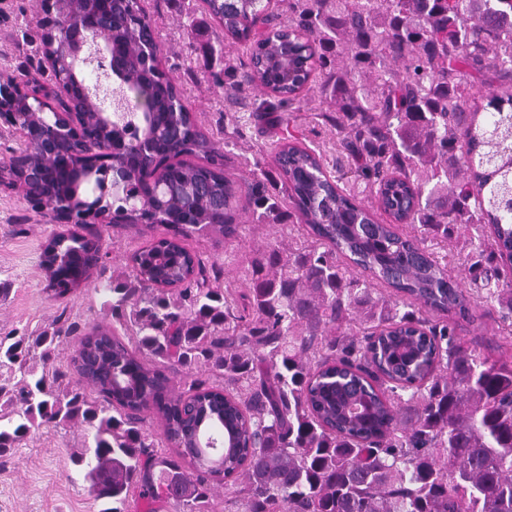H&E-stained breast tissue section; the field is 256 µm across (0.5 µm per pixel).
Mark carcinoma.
<instances>
[{"instance_id": "carcinoma-1", "label": "carcinoma", "mask_w": 512, "mask_h": 512, "mask_svg": "<svg viewBox=\"0 0 512 512\" xmlns=\"http://www.w3.org/2000/svg\"><path fill=\"white\" fill-rule=\"evenodd\" d=\"M279 2L280 13L271 0H203L200 26L217 24L246 56L211 73L212 85L271 96L260 108L285 126L283 109L311 94L346 153L344 183L292 135L269 151L283 195L256 171L243 182L225 176L177 80L156 75L161 48L141 0H112L103 36L113 81L133 102L120 127L95 118L100 102L76 87L85 70L66 46L95 0H63L33 49L37 64L3 77L36 85L45 60L62 89L59 111L91 121L89 156L78 141L40 139L52 106L27 96L13 104L26 135L10 163L44 171L49 221L74 197V178L110 160L127 178L114 213L132 222L148 213L166 233L131 255L128 277L103 286L116 326L82 336L98 354L90 367L73 358L68 389L51 361L70 329L0 337V456L32 427L84 424L71 461L99 512H130L132 500L146 512H512V362L466 349L455 323L431 319L466 313L470 297L419 242L460 244L474 291L511 336L512 0ZM495 80L508 85L477 103L475 85ZM244 190L261 223L282 234L294 216L314 243L248 258L226 251L224 268L206 269L183 239H238L232 201ZM83 230L44 245L56 298L97 274L101 233ZM190 404L224 409L208 434L224 454L221 475L187 453ZM145 411L163 437L144 428ZM165 438L180 447L169 451Z\"/></svg>"}]
</instances>
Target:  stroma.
Segmentation results:
<instances>
[{"label":"stroma","instance_id":"obj_1","mask_svg":"<svg viewBox=\"0 0 512 512\" xmlns=\"http://www.w3.org/2000/svg\"><path fill=\"white\" fill-rule=\"evenodd\" d=\"M142 4L156 28L163 67L180 77L183 93L202 128L224 155L226 174L237 180L246 178L247 162L261 156L276 138L275 115L258 113V96L228 98L223 90L212 88L210 71L222 69L223 64L218 61L213 68H206L199 49L213 35L203 31L194 36L187 28L189 15L199 14L203 8L201 0H142ZM39 16V0H0V56L8 55L15 64L22 61V52L13 44L16 25L29 21L28 35L37 39ZM290 125L302 143L323 147L328 163H335L336 139L331 128L318 119L315 103H299ZM52 229L21 194L0 188V283L9 286L6 300H0V336L56 325L72 327L79 336L92 325L112 321L103 296L93 285L63 299L45 292L40 255ZM163 232L158 224L102 227V279L127 272L132 253ZM456 323L465 347L490 360L498 359L502 338L496 313L475 298L468 315L457 317ZM85 437L80 426L44 425L16 452L0 456V512H99L100 503L90 482L71 461L72 452L82 446Z\"/></svg>","mask_w":512,"mask_h":512}]
</instances>
